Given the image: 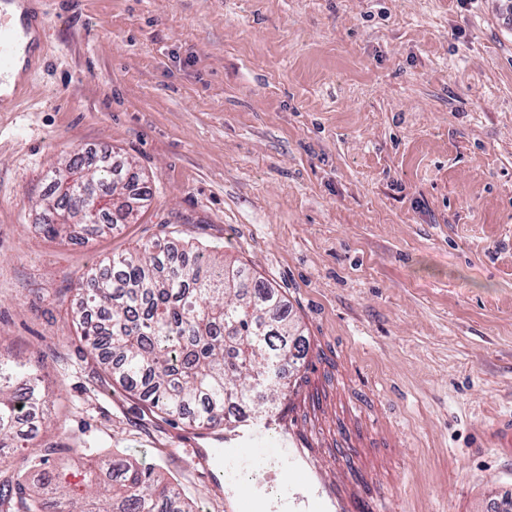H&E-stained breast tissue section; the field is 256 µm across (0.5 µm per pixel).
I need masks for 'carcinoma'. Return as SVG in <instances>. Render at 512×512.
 <instances>
[{
  "label": "carcinoma",
  "instance_id": "carcinoma-1",
  "mask_svg": "<svg viewBox=\"0 0 512 512\" xmlns=\"http://www.w3.org/2000/svg\"><path fill=\"white\" fill-rule=\"evenodd\" d=\"M150 191L134 172L116 178L112 162L75 155L54 172L42 198L50 238L112 232L135 220ZM88 312V355L151 408L196 427L236 423L224 406L244 402L256 388L262 404L287 398L282 370L308 353L297 323L275 288L238 264L204 250L146 243L100 263L79 283ZM40 360L0 355V465L21 458L0 478V512H197L176 484L149 464L107 459L95 448L79 454L83 484L74 486L56 465L59 448L27 453L17 445L22 419L44 424L50 399L39 385Z\"/></svg>",
  "mask_w": 512,
  "mask_h": 512
}]
</instances>
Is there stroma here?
I'll use <instances>...</instances> for the list:
<instances>
[{"label": "stroma", "mask_w": 512, "mask_h": 512, "mask_svg": "<svg viewBox=\"0 0 512 512\" xmlns=\"http://www.w3.org/2000/svg\"><path fill=\"white\" fill-rule=\"evenodd\" d=\"M503 0H39V58L0 109V351L43 358L28 448L146 460L224 512L191 427L86 353L80 278L154 240L275 286L325 389L303 431L377 512L512 497V27ZM132 158L135 223L41 229L48 173Z\"/></svg>", "instance_id": "obj_1"}]
</instances>
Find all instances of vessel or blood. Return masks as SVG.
Returning <instances> with one entry per match:
<instances>
[{"label": "vessel or blood", "instance_id": "obj_1", "mask_svg": "<svg viewBox=\"0 0 512 512\" xmlns=\"http://www.w3.org/2000/svg\"><path fill=\"white\" fill-rule=\"evenodd\" d=\"M11 2L0 0V78L11 73L17 61L16 52L32 30L26 22L18 28L12 25L6 11ZM293 418L292 411L283 410L260 420L240 421L225 432L223 447L188 449V456L201 467L218 461L225 512H354V496L322 476L295 429ZM271 434L276 435L278 446L269 453L263 444ZM260 460L283 474L271 508L264 506L256 486L242 484L244 470Z\"/></svg>", "mask_w": 512, "mask_h": 512}]
</instances>
